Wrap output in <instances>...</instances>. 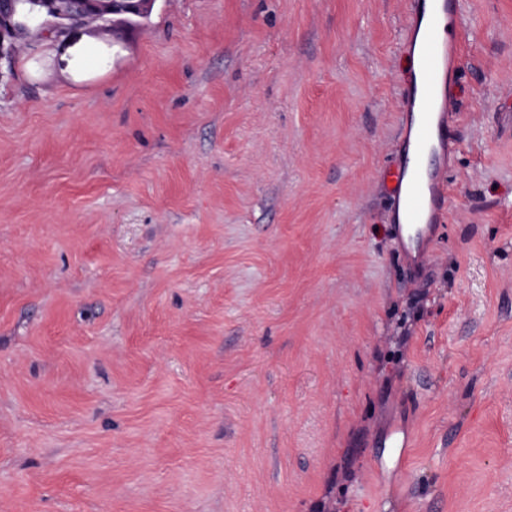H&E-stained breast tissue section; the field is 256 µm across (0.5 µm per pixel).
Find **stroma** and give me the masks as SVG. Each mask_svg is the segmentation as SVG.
Listing matches in <instances>:
<instances>
[{
  "instance_id": "35a3bbf8",
  "label": "stroma",
  "mask_w": 512,
  "mask_h": 512,
  "mask_svg": "<svg viewBox=\"0 0 512 512\" xmlns=\"http://www.w3.org/2000/svg\"><path fill=\"white\" fill-rule=\"evenodd\" d=\"M460 3L416 258L408 0H155L0 62V512H512V0Z\"/></svg>"
}]
</instances>
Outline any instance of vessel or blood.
Listing matches in <instances>:
<instances>
[{
    "label": "vessel or blood",
    "mask_w": 512,
    "mask_h": 512,
    "mask_svg": "<svg viewBox=\"0 0 512 512\" xmlns=\"http://www.w3.org/2000/svg\"><path fill=\"white\" fill-rule=\"evenodd\" d=\"M460 17L459 0H410L403 46L416 54L417 69L410 74L400 99L407 162L390 175L394 229L409 242L420 237L423 225L437 222L446 208L444 171L417 169L413 163L453 146L448 136L455 121L448 74L459 67L458 52L454 44L441 38L440 30Z\"/></svg>",
    "instance_id": "obj_1"
}]
</instances>
